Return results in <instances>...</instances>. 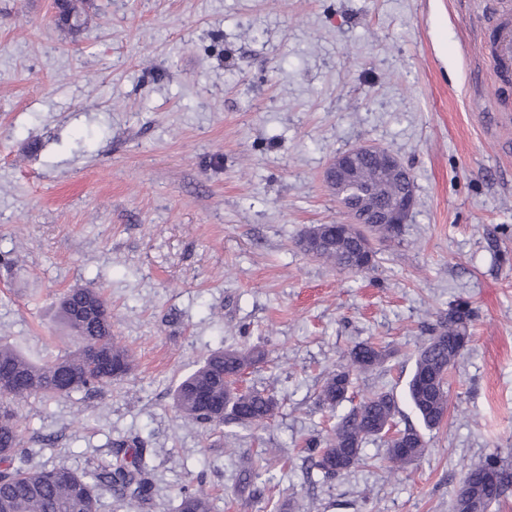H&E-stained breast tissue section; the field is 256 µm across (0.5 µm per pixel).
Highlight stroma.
Segmentation results:
<instances>
[{
    "label": "stroma",
    "mask_w": 512,
    "mask_h": 512,
    "mask_svg": "<svg viewBox=\"0 0 512 512\" xmlns=\"http://www.w3.org/2000/svg\"><path fill=\"white\" fill-rule=\"evenodd\" d=\"M500 0H82L79 33L54 0H0V341L46 363L71 350L59 300L101 291L134 360L102 390L19 402L35 467L89 472L115 442L144 445L145 510L203 486L213 512H449L465 469L512 468V68L489 50ZM371 144L414 177L398 242L366 274L305 254L304 229L343 215L323 182ZM458 300L477 312L424 455L309 481L302 448L330 434L326 374L385 346L360 402L398 398L414 355ZM265 350L244 385L279 403L258 429L189 424L173 406L213 351ZM261 465L252 486L245 462Z\"/></svg>",
    "instance_id": "1"
}]
</instances>
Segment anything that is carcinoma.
I'll return each instance as SVG.
<instances>
[{
  "mask_svg": "<svg viewBox=\"0 0 512 512\" xmlns=\"http://www.w3.org/2000/svg\"><path fill=\"white\" fill-rule=\"evenodd\" d=\"M75 2H64L60 20L78 31L81 23ZM326 231L336 246L322 249L316 257L351 273L375 267L376 252L366 253L353 240L336 236L332 225ZM106 314L108 309L99 290L68 291L60 301L59 315L73 333L75 346L49 364L36 363L10 345L0 343V375L14 379L9 397L0 405V512H99L105 491L138 505L150 503L151 473L145 463L146 449L135 443H115L113 460L91 473H80L67 466L34 468L20 451L19 420L10 402L32 395L64 397L79 390L103 388L116 379L112 372L116 362L130 371L131 357L112 336V324L107 322ZM475 317L476 311L469 303L451 305L417 350L407 395L426 430L436 429L444 421L448 410V373L468 350ZM388 356L384 347L371 341L354 345L348 352L347 363L324 378L318 393L319 404L335 410L348 399L353 375L378 368ZM264 359L265 352L257 348L211 353L174 390L173 403L180 417L215 429L226 422L250 428L271 419L277 409L273 396L263 390L238 387L247 371ZM397 413L393 392L376 391L340 414L331 435L306 439L303 452L324 479L339 477L363 464L364 443L391 430ZM399 434L388 448L389 461L399 466L421 458L426 451L422 432L409 425ZM489 473L497 474L498 482H484ZM464 475L472 483L473 496L482 512H488L512 487V473L496 454L470 465ZM212 509V498L202 488L186 487L180 492L177 512Z\"/></svg>",
  "mask_w": 512,
  "mask_h": 512,
  "instance_id": "carcinoma-1",
  "label": "carcinoma"
}]
</instances>
